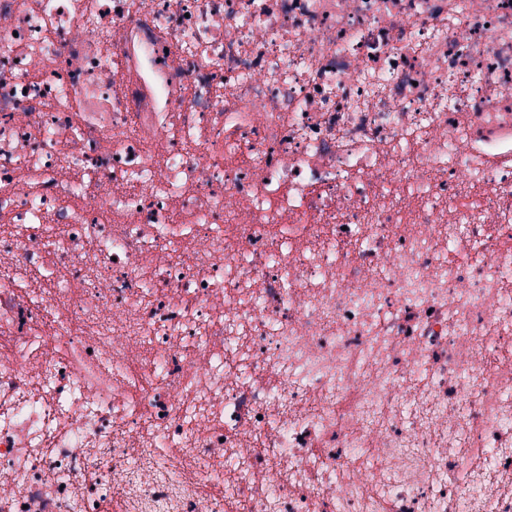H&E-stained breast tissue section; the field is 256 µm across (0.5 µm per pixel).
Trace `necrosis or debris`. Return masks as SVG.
I'll return each instance as SVG.
<instances>
[{
  "label": "necrosis or debris",
  "mask_w": 512,
  "mask_h": 512,
  "mask_svg": "<svg viewBox=\"0 0 512 512\" xmlns=\"http://www.w3.org/2000/svg\"><path fill=\"white\" fill-rule=\"evenodd\" d=\"M512 512V0H0V512Z\"/></svg>",
  "instance_id": "necrosis-or-debris-1"
}]
</instances>
